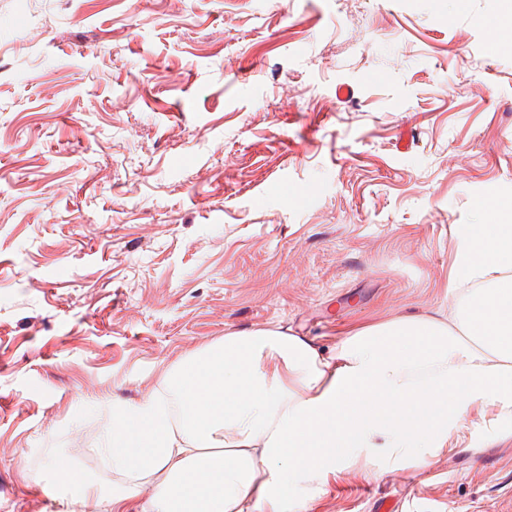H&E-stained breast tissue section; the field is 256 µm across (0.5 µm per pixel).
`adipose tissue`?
Returning <instances> with one entry per match:
<instances>
[{
  "instance_id": "adipose-tissue-1",
  "label": "adipose tissue",
  "mask_w": 512,
  "mask_h": 512,
  "mask_svg": "<svg viewBox=\"0 0 512 512\" xmlns=\"http://www.w3.org/2000/svg\"><path fill=\"white\" fill-rule=\"evenodd\" d=\"M447 317L407 315L332 350L283 328L225 332L122 405L100 449L141 512H285L296 487L451 452L472 411H512V224L465 228Z\"/></svg>"
}]
</instances>
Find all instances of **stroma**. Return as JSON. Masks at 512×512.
<instances>
[{
    "label": "stroma",
    "instance_id": "obj_1",
    "mask_svg": "<svg viewBox=\"0 0 512 512\" xmlns=\"http://www.w3.org/2000/svg\"><path fill=\"white\" fill-rule=\"evenodd\" d=\"M503 0H0V512L103 492L112 405L229 330L447 314L512 221ZM352 89L344 100L336 88ZM287 512H512V413ZM58 479L60 484L72 486L78 491V498L82 502L95 503V493L90 481L86 479L85 475L75 468H64L58 472ZM97 504V503H95Z\"/></svg>",
    "mask_w": 512,
    "mask_h": 512
}]
</instances>
